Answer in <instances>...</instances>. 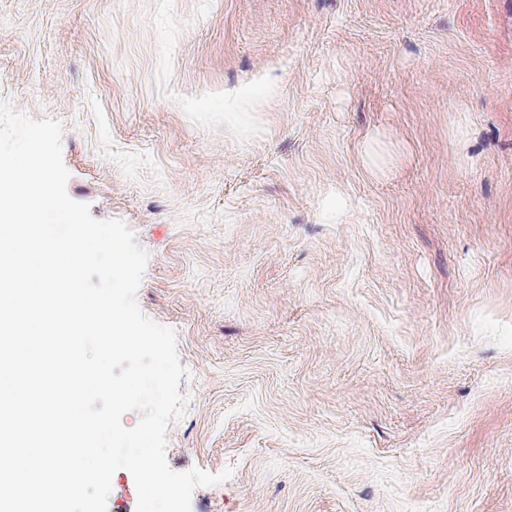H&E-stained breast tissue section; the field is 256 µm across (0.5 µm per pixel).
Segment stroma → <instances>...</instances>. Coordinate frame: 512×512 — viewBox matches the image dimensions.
Returning <instances> with one entry per match:
<instances>
[{
  "instance_id": "35a3bbf8",
  "label": "stroma",
  "mask_w": 512,
  "mask_h": 512,
  "mask_svg": "<svg viewBox=\"0 0 512 512\" xmlns=\"http://www.w3.org/2000/svg\"><path fill=\"white\" fill-rule=\"evenodd\" d=\"M176 333L191 512H512V0H0Z\"/></svg>"
}]
</instances>
